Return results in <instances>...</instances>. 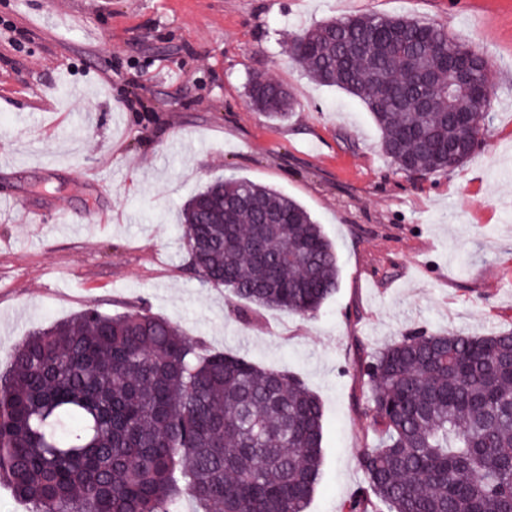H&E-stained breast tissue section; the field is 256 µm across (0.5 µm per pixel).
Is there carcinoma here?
Listing matches in <instances>:
<instances>
[{
    "label": "carcinoma",
    "instance_id": "cac0c4a2",
    "mask_svg": "<svg viewBox=\"0 0 512 512\" xmlns=\"http://www.w3.org/2000/svg\"><path fill=\"white\" fill-rule=\"evenodd\" d=\"M292 61L358 98L395 169L457 168L483 144L484 55L434 23L362 14L294 35ZM469 88H448V65ZM250 105L294 107L260 75ZM200 281L255 306L310 316L338 285V257L297 200L215 180L183 206ZM512 333L411 331L368 356L364 414L379 429L346 512H512ZM323 404L287 370L210 352L146 309L89 306L34 331L0 372V484L30 512H306L322 465Z\"/></svg>",
    "mask_w": 512,
    "mask_h": 512
}]
</instances>
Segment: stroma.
<instances>
[{
	"label": "stroma",
	"instance_id": "obj_1",
	"mask_svg": "<svg viewBox=\"0 0 512 512\" xmlns=\"http://www.w3.org/2000/svg\"><path fill=\"white\" fill-rule=\"evenodd\" d=\"M363 13L438 24L487 58L493 119L463 166L396 172L364 105L287 57L297 32ZM258 74L288 86L284 121L250 107ZM221 178L272 186L322 224L340 275L316 314H240L199 281L179 212ZM89 306L146 308L210 351L295 373L325 408L308 512H345L376 441L364 360L413 330L512 333V0H0V370Z\"/></svg>",
	"mask_w": 512,
	"mask_h": 512
}]
</instances>
